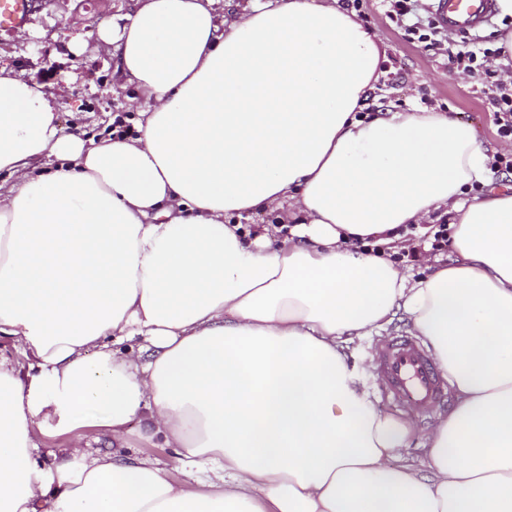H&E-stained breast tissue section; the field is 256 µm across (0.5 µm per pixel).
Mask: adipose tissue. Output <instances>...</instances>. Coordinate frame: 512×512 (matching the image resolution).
<instances>
[{"instance_id": "obj_1", "label": "adipose tissue", "mask_w": 512, "mask_h": 512, "mask_svg": "<svg viewBox=\"0 0 512 512\" xmlns=\"http://www.w3.org/2000/svg\"><path fill=\"white\" fill-rule=\"evenodd\" d=\"M102 39L138 109L101 138L0 67V334L33 357L0 355V512H512V186L476 129L368 111L340 0H136ZM443 221L454 261L400 269ZM397 310L455 392L417 466L344 351ZM134 422L184 478L124 459ZM85 429L111 452L35 438Z\"/></svg>"}]
</instances>
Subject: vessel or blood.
Masks as SVG:
<instances>
[{
  "mask_svg": "<svg viewBox=\"0 0 512 512\" xmlns=\"http://www.w3.org/2000/svg\"><path fill=\"white\" fill-rule=\"evenodd\" d=\"M436 14L448 31L472 33L494 16V0H436ZM32 0H0V29L24 26L31 15ZM375 362L389 392L417 411L429 413L445 399L442 373L425 344L406 334L389 336L375 350Z\"/></svg>",
  "mask_w": 512,
  "mask_h": 512,
  "instance_id": "vessel-or-blood-1",
  "label": "vessel or blood"
}]
</instances>
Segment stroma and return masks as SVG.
Wrapping results in <instances>:
<instances>
[{
  "mask_svg": "<svg viewBox=\"0 0 512 512\" xmlns=\"http://www.w3.org/2000/svg\"><path fill=\"white\" fill-rule=\"evenodd\" d=\"M134 0H34L29 22L0 31V65L25 77L52 84L65 133L80 135L104 129L114 112L124 111L115 93L118 79L112 50L99 38L100 25L112 14L131 11ZM363 23L382 42V75L372 104L384 110L419 105L454 113L472 125L488 153L506 150L497 136L491 92L475 77L458 71L445 51L409 40L387 14L385 0H364ZM378 335L349 345L347 353L379 409L396 417L411 416L414 437L402 457L417 458L435 416H422L385 391L373 361Z\"/></svg>",
  "mask_w": 512,
  "mask_h": 512,
  "instance_id": "35a3bbf8",
  "label": "stroma"
}]
</instances>
